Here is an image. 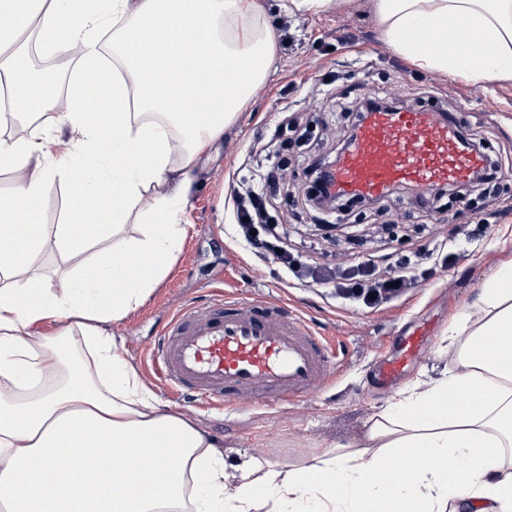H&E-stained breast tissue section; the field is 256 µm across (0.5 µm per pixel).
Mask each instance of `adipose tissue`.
<instances>
[{"instance_id":"1","label":"adipose tissue","mask_w":512,"mask_h":512,"mask_svg":"<svg viewBox=\"0 0 512 512\" xmlns=\"http://www.w3.org/2000/svg\"><path fill=\"white\" fill-rule=\"evenodd\" d=\"M387 44L418 68L512 80V0H375ZM0 123L39 120L41 139L0 138L16 179L0 207V512H512V261L452 329V365L390 403L352 449L274 468L224 454L163 410L100 325L126 318L167 274L196 162L266 78L273 30L253 0H0ZM113 29L103 61L102 35ZM433 31L437 49L408 38ZM75 65L64 91L20 73L22 45ZM180 164H173V154ZM71 188L47 224L50 182ZM141 210V237L122 236ZM77 258L64 294L30 271L48 240ZM69 321L94 346L71 366Z\"/></svg>"}]
</instances>
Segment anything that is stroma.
<instances>
[{
    "label": "stroma",
    "instance_id": "obj_1",
    "mask_svg": "<svg viewBox=\"0 0 512 512\" xmlns=\"http://www.w3.org/2000/svg\"><path fill=\"white\" fill-rule=\"evenodd\" d=\"M272 28L287 27L288 42L276 43L263 84L241 107L224 134L201 155L185 206L188 236L171 270L134 313L108 323L125 357L148 390L169 410L204 428L224 451L227 465L254 455L278 466L302 465L313 455L357 439L399 393L440 377L451 366L448 329L465 312L500 262L512 259V180L497 184L465 181L439 187L426 208L409 198H381L366 209L333 213L334 224H355V237L321 243L314 234L316 214L303 198L277 197L276 219L296 251L321 264H354L369 258L379 266L402 254L424 250L435 238L471 235L462 254L448 265L427 263L418 288L372 309L337 298L335 292L290 283L270 260L251 254L234 238L229 183L246 175L250 147L274 145V161L293 187L304 188V156L326 155V128L351 121L362 98L386 94L405 108L462 114L465 130L485 143L487 167L512 161V81L477 85L459 77L417 69L388 46L374 12V0H330L318 13L291 14L280 0H257ZM331 81L329 97L309 98L312 87ZM311 123L307 145L280 131L284 115ZM31 267L49 274L48 284L63 293L76 270L75 260L48 244ZM228 290L255 301L288 303L325 335L334 337L342 357L327 384L304 401L263 407L244 399L229 412L211 411L196 402L169 397L163 382L144 364L160 325L192 301H207ZM426 331L430 342L410 364L398 387L381 390L372 369L393 356L400 336Z\"/></svg>",
    "mask_w": 512,
    "mask_h": 512
}]
</instances>
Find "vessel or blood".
<instances>
[{"mask_svg":"<svg viewBox=\"0 0 512 512\" xmlns=\"http://www.w3.org/2000/svg\"><path fill=\"white\" fill-rule=\"evenodd\" d=\"M483 157L463 150L458 127L420 109L368 113L354 141L330 173L342 197L378 198L398 186L430 192L469 179ZM428 341L413 332L395 357L378 361V386H395ZM151 366L170 393L210 407L240 399L258 404L298 401L322 387L335 368V351L314 325L285 304L216 295L184 305L158 332Z\"/></svg>","mask_w":512,"mask_h":512,"instance_id":"obj_1","label":"vessel or blood"}]
</instances>
